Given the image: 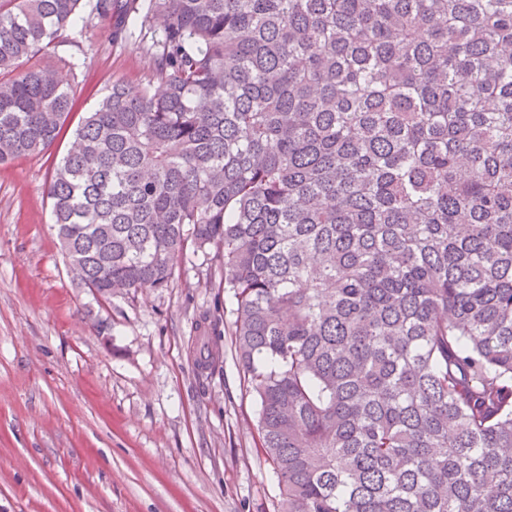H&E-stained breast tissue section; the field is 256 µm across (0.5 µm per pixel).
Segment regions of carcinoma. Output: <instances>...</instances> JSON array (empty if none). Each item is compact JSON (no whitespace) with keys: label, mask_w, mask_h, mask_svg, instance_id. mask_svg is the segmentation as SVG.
I'll return each instance as SVG.
<instances>
[{"label":"carcinoma","mask_w":512,"mask_h":512,"mask_svg":"<svg viewBox=\"0 0 512 512\" xmlns=\"http://www.w3.org/2000/svg\"><path fill=\"white\" fill-rule=\"evenodd\" d=\"M100 26L150 73L53 167L78 284L217 248L280 512H512V0H0V165Z\"/></svg>","instance_id":"1"}]
</instances>
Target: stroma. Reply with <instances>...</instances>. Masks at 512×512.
<instances>
[{
  "mask_svg": "<svg viewBox=\"0 0 512 512\" xmlns=\"http://www.w3.org/2000/svg\"><path fill=\"white\" fill-rule=\"evenodd\" d=\"M77 101L41 153L0 165V512H278L258 406L231 346L223 260L179 265L168 288L98 304L51 225L54 163L115 81L149 71L137 42L91 35ZM112 333L99 335L97 323ZM206 323L224 363L197 374Z\"/></svg>",
  "mask_w": 512,
  "mask_h": 512,
  "instance_id": "1",
  "label": "stroma"
}]
</instances>
